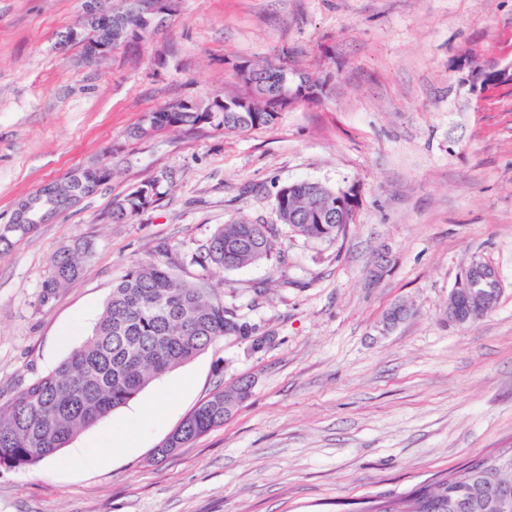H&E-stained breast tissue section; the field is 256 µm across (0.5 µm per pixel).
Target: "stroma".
Here are the masks:
<instances>
[{
	"instance_id": "1",
	"label": "stroma",
	"mask_w": 512,
	"mask_h": 512,
	"mask_svg": "<svg viewBox=\"0 0 512 512\" xmlns=\"http://www.w3.org/2000/svg\"><path fill=\"white\" fill-rule=\"evenodd\" d=\"M82 3L0 0V225L44 184L112 170L0 250V401L80 348L138 261L213 288L254 335L156 379L58 463L0 471V512H365L512 446V81L470 80L512 64V0H176L138 49L98 63L61 43ZM240 61L288 63L327 93L244 134L129 137L170 103L247 95ZM164 172L152 208L112 223L114 200ZM299 181L356 190L336 242L278 223L275 196ZM242 216L276 225L272 258L196 264ZM78 238L87 275L41 300ZM475 257L500 274L499 303L450 324L448 293ZM402 303L409 316L382 332ZM245 378L251 395L223 426L155 457L199 402ZM104 438L114 450L88 462Z\"/></svg>"
}]
</instances>
